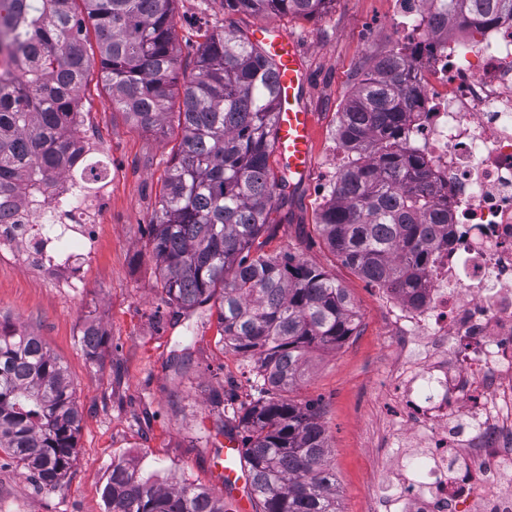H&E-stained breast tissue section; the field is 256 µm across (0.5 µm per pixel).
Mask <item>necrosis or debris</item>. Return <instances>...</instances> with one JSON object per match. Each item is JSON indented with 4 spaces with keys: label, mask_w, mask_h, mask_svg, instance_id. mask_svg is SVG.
<instances>
[{
    "label": "necrosis or debris",
    "mask_w": 512,
    "mask_h": 512,
    "mask_svg": "<svg viewBox=\"0 0 512 512\" xmlns=\"http://www.w3.org/2000/svg\"><path fill=\"white\" fill-rule=\"evenodd\" d=\"M430 0H394L391 24L416 102L400 148L422 157L449 243L415 297L385 292L402 419L377 466L372 512H512V16L491 23ZM109 178L57 180L0 220V248L76 287L109 203ZM53 224L52 233L38 224Z\"/></svg>",
    "instance_id": "1"
}]
</instances>
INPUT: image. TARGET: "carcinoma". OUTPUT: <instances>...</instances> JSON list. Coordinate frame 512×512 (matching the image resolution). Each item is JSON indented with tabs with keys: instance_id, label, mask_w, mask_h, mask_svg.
Returning a JSON list of instances; mask_svg holds the SVG:
<instances>
[{
	"instance_id": "obj_1",
	"label": "carcinoma",
	"mask_w": 512,
	"mask_h": 512,
	"mask_svg": "<svg viewBox=\"0 0 512 512\" xmlns=\"http://www.w3.org/2000/svg\"><path fill=\"white\" fill-rule=\"evenodd\" d=\"M82 11H77V2ZM175 0H0V30L21 53L22 76L0 73V197L42 195L57 178L92 180L100 162L75 163L72 105L90 75L93 28L100 77L112 108L149 129L168 117L182 137L173 148L150 224L151 253L169 304L216 308L222 339L254 362L257 398L238 418L243 461L261 512H341L336 472L319 410L285 396L303 377L309 353L340 346L355 328L350 297L319 268L291 254L260 251L271 212L294 191L276 172L273 66L244 34L210 35L182 66L174 36ZM332 0H221L249 15L311 18ZM492 21L512 0H445ZM401 51L376 59L348 98L337 128L351 160L321 209L319 231L343 263L368 282L410 295L430 250L448 239L418 160L398 136L412 105ZM182 81L174 106L171 87ZM88 358L108 345L85 328ZM82 414L66 369L37 336L0 322V454L37 485L58 489L71 470ZM106 512H224V498L182 480L160 481L125 459L112 461Z\"/></svg>"
}]
</instances>
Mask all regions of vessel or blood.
<instances>
[{
    "label": "vessel or blood",
    "instance_id": "b4317fda",
    "mask_svg": "<svg viewBox=\"0 0 512 512\" xmlns=\"http://www.w3.org/2000/svg\"><path fill=\"white\" fill-rule=\"evenodd\" d=\"M259 44L276 69L277 110L274 150L289 174L302 176L312 158L314 116L300 102L308 73L293 39L285 37L271 23L256 25ZM224 496L235 504V512H252L253 495L249 473L235 441L224 450Z\"/></svg>",
    "mask_w": 512,
    "mask_h": 512
}]
</instances>
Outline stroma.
<instances>
[{"instance_id": "1", "label": "stroma", "mask_w": 512, "mask_h": 512, "mask_svg": "<svg viewBox=\"0 0 512 512\" xmlns=\"http://www.w3.org/2000/svg\"><path fill=\"white\" fill-rule=\"evenodd\" d=\"M391 0H332L310 19L274 17L294 38L309 72L303 104L315 116L313 163L284 207L274 210L264 252H289L348 292L356 328L340 347L312 354L289 396L317 403L341 512H368L380 456L394 446L392 392L386 385L400 351L381 291L342 263L316 229L318 213L344 160L336 129L345 100L373 60L396 45ZM257 17L220 0H176L175 40L183 64L215 32H250ZM83 131L103 148L111 205L96 230L94 254L74 288H59L17 267L0 250V321L39 336L65 366L82 423L73 468L57 491L0 458V512H105L102 497L115 458L221 488L227 440L216 420L234 426L256 395L252 363L221 340L204 309L176 312L165 302L151 257L149 224L161 180L181 138L176 124L144 130L113 110L98 72L83 88ZM109 336L100 360L81 346L88 325Z\"/></svg>"}]
</instances>
